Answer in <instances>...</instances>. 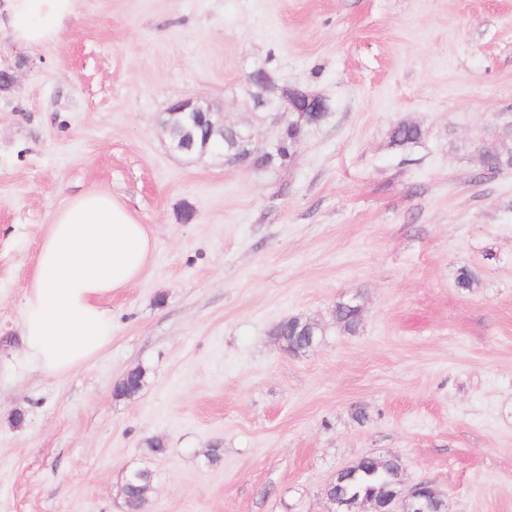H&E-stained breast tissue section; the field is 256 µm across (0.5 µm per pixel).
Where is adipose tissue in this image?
Wrapping results in <instances>:
<instances>
[{
  "label": "adipose tissue",
  "mask_w": 512,
  "mask_h": 512,
  "mask_svg": "<svg viewBox=\"0 0 512 512\" xmlns=\"http://www.w3.org/2000/svg\"><path fill=\"white\" fill-rule=\"evenodd\" d=\"M79 0H0V29L23 49L56 43ZM153 251L146 225L109 191L92 189L54 212L21 302L20 361L58 377L112 341L114 293L134 282Z\"/></svg>",
  "instance_id": "1"
}]
</instances>
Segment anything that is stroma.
Here are the masks:
<instances>
[{"label": "stroma", "mask_w": 512, "mask_h": 512, "mask_svg": "<svg viewBox=\"0 0 512 512\" xmlns=\"http://www.w3.org/2000/svg\"><path fill=\"white\" fill-rule=\"evenodd\" d=\"M5 68L0 512H126L134 468L147 512H335L326 485L366 456L398 457L447 512H512V169L479 173L512 147V0H80L56 44L1 34ZM286 86L328 115L256 165ZM186 98L243 158L171 148ZM403 121L423 137L399 149ZM90 188L154 250L109 303L111 344L48 378L17 365L22 290L53 212ZM355 296L350 333L334 308ZM292 316L322 331L302 355L273 336ZM178 109L179 112H183L176 115L167 113L168 118L165 122H168L176 132L180 130L182 126H189L192 123L191 113L198 115H207L210 120V125L213 128L214 122L212 120L213 112L209 105H204L200 101H194L192 99H182L172 103L168 108L167 112L172 109ZM145 372L137 368L129 371L126 376L116 385L115 396L131 397L142 388L145 382ZM152 482L153 476L147 470L136 469L128 473L123 487L127 509L131 512H144Z\"/></svg>", "instance_id": "stroma-1"}]
</instances>
